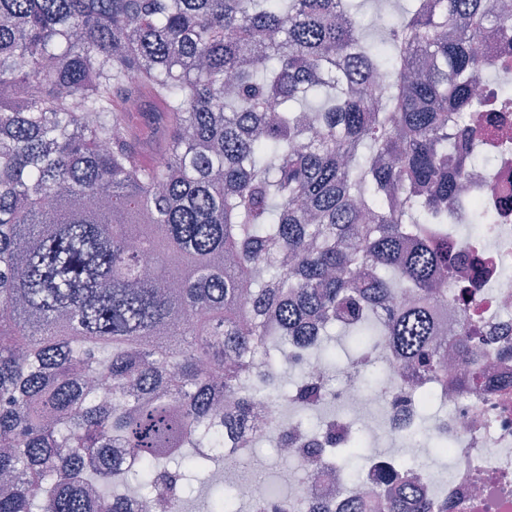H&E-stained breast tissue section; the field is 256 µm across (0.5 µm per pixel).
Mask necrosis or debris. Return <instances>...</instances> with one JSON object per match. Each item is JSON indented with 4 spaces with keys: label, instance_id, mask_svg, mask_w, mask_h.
Listing matches in <instances>:
<instances>
[{
    "label": "necrosis or debris",
    "instance_id": "1",
    "mask_svg": "<svg viewBox=\"0 0 512 512\" xmlns=\"http://www.w3.org/2000/svg\"><path fill=\"white\" fill-rule=\"evenodd\" d=\"M489 166L480 167L467 193L457 200L459 223L486 225L485 233L460 237L467 254H482L491 266L469 307L471 319L483 334L473 344L476 351L495 357L497 378L512 380V358L497 359L499 347L512 346V127L484 149ZM386 386L367 392L359 382L361 371L346 364L335 383L327 385L329 402L360 413L379 410L383 425L367 431L366 471L358 481L338 468L327 466L311 472L304 449L325 448L326 434L305 431L289 447L279 449L285 461L273 485L249 488L248 495L262 512H279L285 498H299L308 512H341L353 484L376 487L383 465L402 463L408 446L420 432L444 443L453 460L443 487L448 512H512V387L496 382L474 393H444L426 379L416 387L404 382L403 368L389 352L379 351ZM390 442L381 452L379 441Z\"/></svg>",
    "mask_w": 512,
    "mask_h": 512
}]
</instances>
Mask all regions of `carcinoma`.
<instances>
[{
  "mask_svg": "<svg viewBox=\"0 0 512 512\" xmlns=\"http://www.w3.org/2000/svg\"><path fill=\"white\" fill-rule=\"evenodd\" d=\"M409 2L375 41L353 0H0V512H184L246 384L291 403L277 448L326 405L261 377L290 336L448 386L450 282L456 385L485 384L448 211L512 8ZM443 484L404 464L352 512H448Z\"/></svg>",
  "mask_w": 512,
  "mask_h": 512,
  "instance_id": "obj_1",
  "label": "carcinoma"
}]
</instances>
